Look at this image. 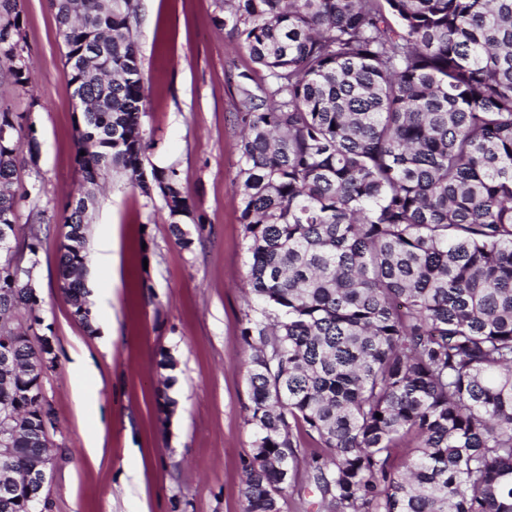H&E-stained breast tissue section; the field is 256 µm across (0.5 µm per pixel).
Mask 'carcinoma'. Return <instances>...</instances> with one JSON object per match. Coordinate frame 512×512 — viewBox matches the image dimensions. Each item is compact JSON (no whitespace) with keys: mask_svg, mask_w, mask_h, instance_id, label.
<instances>
[{"mask_svg":"<svg viewBox=\"0 0 512 512\" xmlns=\"http://www.w3.org/2000/svg\"><path fill=\"white\" fill-rule=\"evenodd\" d=\"M21 0H0V59L29 86ZM65 64L86 58L76 109L83 181L120 169L162 193L177 244L191 205L173 167L145 180L137 0H53ZM224 25L263 68L236 84L248 310L244 512H281L306 465L326 512H512V0H224ZM0 103V224L16 223L14 136ZM59 279L73 314L87 291V224ZM6 316L40 321L7 279ZM45 346L18 344L0 409L23 479L40 459ZM381 417H376V414Z\"/></svg>","mask_w":512,"mask_h":512,"instance_id":"obj_1","label":"carcinoma"}]
</instances>
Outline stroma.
<instances>
[{
    "label": "stroma",
    "instance_id": "stroma-1",
    "mask_svg": "<svg viewBox=\"0 0 512 512\" xmlns=\"http://www.w3.org/2000/svg\"><path fill=\"white\" fill-rule=\"evenodd\" d=\"M224 0H139L136 41L145 69V170L176 168L192 213L177 245L159 191L142 195L111 170L88 212L86 272L91 324L60 290L64 206L82 185L75 110L52 0H23L20 21L29 92L0 75V102L25 114L13 144L19 196L16 258L34 269L40 325L55 362L42 389L55 413L47 488L51 512H242L251 453L247 368L240 336L248 256L240 222L234 80L264 72L225 27ZM39 154L30 157L29 142ZM41 183L40 195L30 188ZM40 230L37 252L29 227ZM110 259H96L100 251ZM175 367L164 385L157 366ZM176 402L170 420L160 393Z\"/></svg>",
    "mask_w": 512,
    "mask_h": 512
}]
</instances>
